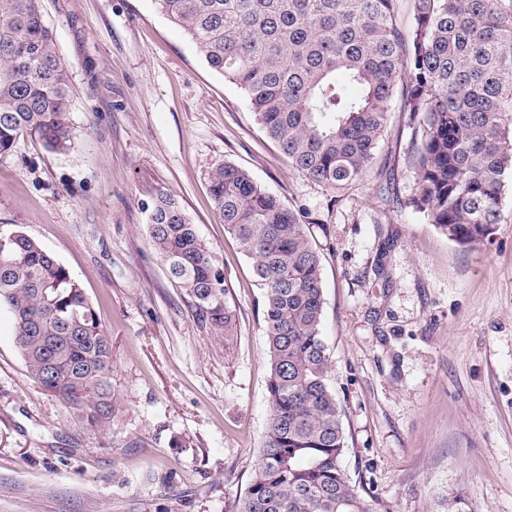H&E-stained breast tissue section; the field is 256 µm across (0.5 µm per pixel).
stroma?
Returning a JSON list of instances; mask_svg holds the SVG:
<instances>
[{"label":"stroma","mask_w":512,"mask_h":512,"mask_svg":"<svg viewBox=\"0 0 512 512\" xmlns=\"http://www.w3.org/2000/svg\"><path fill=\"white\" fill-rule=\"evenodd\" d=\"M69 68L66 151L22 133L0 155V229L40 242L112 339L110 426L43 391L0 310V512H228L269 419L263 287L224 230L209 173L235 164L304 212L322 259V335L343 467L387 512L461 491L512 512V186L491 241L467 250L405 206L411 131L392 113L363 181L298 174L243 91L154 0H42ZM175 197L224 268L231 340L197 320L154 250L149 207Z\"/></svg>","instance_id":"stroma-1"}]
</instances>
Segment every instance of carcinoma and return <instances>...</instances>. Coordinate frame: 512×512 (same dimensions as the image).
Here are the masks:
<instances>
[{"label":"carcinoma","mask_w":512,"mask_h":512,"mask_svg":"<svg viewBox=\"0 0 512 512\" xmlns=\"http://www.w3.org/2000/svg\"><path fill=\"white\" fill-rule=\"evenodd\" d=\"M208 66L244 90L299 174L333 190L377 159L390 113L407 115L414 184L405 204L476 249L503 220L512 182V0H155ZM408 72L401 105L393 101ZM71 88L41 0H0V155L27 132L74 144ZM224 227L264 289L270 421L245 492L229 512H386L348 478L332 360L321 334L320 254L301 212L227 162L210 172ZM149 235L195 316L229 335L224 269L171 195ZM0 307L31 377L90 427L112 422V344L84 289L38 241L0 230ZM443 512H472L461 492Z\"/></svg>","instance_id":"cac0c4a2"}]
</instances>
